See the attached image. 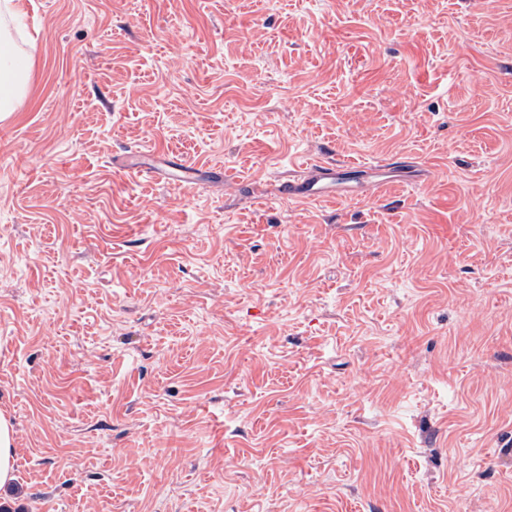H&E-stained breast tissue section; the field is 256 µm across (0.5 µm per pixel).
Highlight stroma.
Segmentation results:
<instances>
[{"instance_id": "stroma-1", "label": "stroma", "mask_w": 512, "mask_h": 512, "mask_svg": "<svg viewBox=\"0 0 512 512\" xmlns=\"http://www.w3.org/2000/svg\"><path fill=\"white\" fill-rule=\"evenodd\" d=\"M29 2L0 512H512V0ZM394 154L424 182L282 195ZM170 163L172 180L186 191L193 188L201 172V167L198 164H191L175 158L170 160ZM14 431L4 412H0V488L14 480Z\"/></svg>"}]
</instances>
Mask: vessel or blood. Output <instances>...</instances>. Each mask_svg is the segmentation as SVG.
<instances>
[{"mask_svg": "<svg viewBox=\"0 0 512 512\" xmlns=\"http://www.w3.org/2000/svg\"><path fill=\"white\" fill-rule=\"evenodd\" d=\"M171 178L182 189L195 186L201 172L199 165L180 159L170 160ZM412 161L401 157L388 158L375 164L353 162H311L302 179L288 183L283 193L298 203H320L335 200H366L388 187L404 183Z\"/></svg>", "mask_w": 512, "mask_h": 512, "instance_id": "1", "label": "vessel or blood"}]
</instances>
